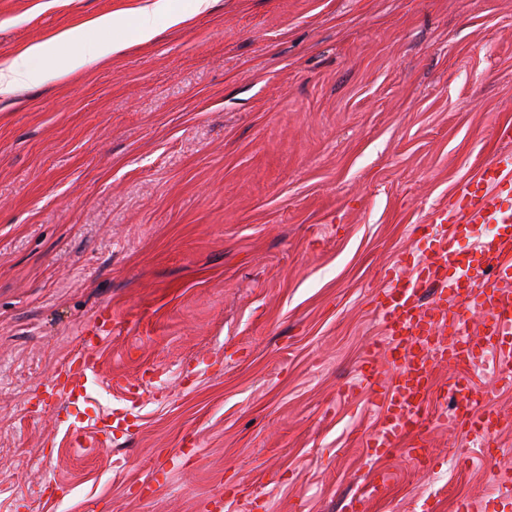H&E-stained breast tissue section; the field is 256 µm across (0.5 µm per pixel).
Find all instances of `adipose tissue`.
I'll list each match as a JSON object with an SVG mask.
<instances>
[{
	"label": "adipose tissue",
	"mask_w": 512,
	"mask_h": 512,
	"mask_svg": "<svg viewBox=\"0 0 512 512\" xmlns=\"http://www.w3.org/2000/svg\"><path fill=\"white\" fill-rule=\"evenodd\" d=\"M209 2L192 0L188 9L179 10L171 0H148L138 11L137 36L132 41L121 36V22L111 12L57 32L0 63V96L11 95L23 86L59 81L89 65L109 62L130 43L150 42L156 35L157 16H166L170 25L179 26L204 13Z\"/></svg>",
	"instance_id": "adipose-tissue-1"
}]
</instances>
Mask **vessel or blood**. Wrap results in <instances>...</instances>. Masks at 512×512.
I'll return each instance as SVG.
<instances>
[{
	"instance_id": "1",
	"label": "vessel or blood",
	"mask_w": 512,
	"mask_h": 512,
	"mask_svg": "<svg viewBox=\"0 0 512 512\" xmlns=\"http://www.w3.org/2000/svg\"><path fill=\"white\" fill-rule=\"evenodd\" d=\"M431 221L448 225L447 236L428 237L423 247L399 252L395 274L371 298L383 338L366 347L359 365L358 388L370 393L379 420L368 446L374 456L387 459L402 442H410L409 458L424 468L429 462L427 435L450 421L493 462L502 453L499 435L506 423L500 413L486 408L471 373L488 367L497 384L512 387V153L486 163L477 179L461 187L455 203L433 212ZM480 224L495 230L475 251L460 249V240L471 238ZM407 264L412 275L405 279L398 269ZM79 342V375L58 388L73 404L86 398L94 375L88 352L95 339L85 332ZM384 353L395 371L386 383L378 371ZM441 364L454 369L442 383L435 372ZM438 393L459 397L454 416L432 413ZM393 482L391 471H376L351 498L348 512H369Z\"/></svg>"
}]
</instances>
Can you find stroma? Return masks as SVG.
Masks as SVG:
<instances>
[{
	"label": "stroma",
	"mask_w": 512,
	"mask_h": 512,
	"mask_svg": "<svg viewBox=\"0 0 512 512\" xmlns=\"http://www.w3.org/2000/svg\"><path fill=\"white\" fill-rule=\"evenodd\" d=\"M147 0H0V63ZM152 42L0 97V512H512L451 424L366 446L345 395L416 228L505 148L512 0H214ZM85 402L47 384L101 313ZM127 415L104 436L96 418ZM86 438L76 447L72 421ZM394 474L382 469L363 480L360 492L354 495L347 504L346 510L350 512H367L372 502L382 499L390 486L394 483Z\"/></svg>",
	"instance_id": "1"
}]
</instances>
